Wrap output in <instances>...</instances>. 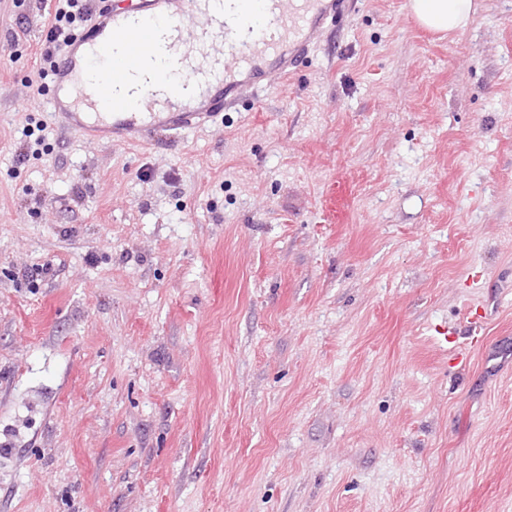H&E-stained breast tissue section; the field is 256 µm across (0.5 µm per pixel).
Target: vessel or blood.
Masks as SVG:
<instances>
[{"label":"vessel or blood","mask_w":512,"mask_h":512,"mask_svg":"<svg viewBox=\"0 0 512 512\" xmlns=\"http://www.w3.org/2000/svg\"><path fill=\"white\" fill-rule=\"evenodd\" d=\"M106 9L93 35L71 38L64 75L72 97L53 96L50 106L63 129L83 139L108 134L124 139L146 135L174 137L223 118L237 108L243 89L261 93L273 78L288 76L352 0H125ZM218 24L220 46L234 57L217 91L170 112L145 110L147 94L117 96L116 90L141 68L159 35H167L171 53L189 56L206 43L211 24ZM124 47L112 56V42Z\"/></svg>","instance_id":"obj_1"}]
</instances>
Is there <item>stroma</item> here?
Listing matches in <instances>:
<instances>
[{
  "instance_id": "1",
  "label": "stroma",
  "mask_w": 512,
  "mask_h": 512,
  "mask_svg": "<svg viewBox=\"0 0 512 512\" xmlns=\"http://www.w3.org/2000/svg\"><path fill=\"white\" fill-rule=\"evenodd\" d=\"M409 3L129 145L0 0V512H512V0ZM411 9L422 26L437 32L462 31L468 24L472 0H412Z\"/></svg>"
}]
</instances>
